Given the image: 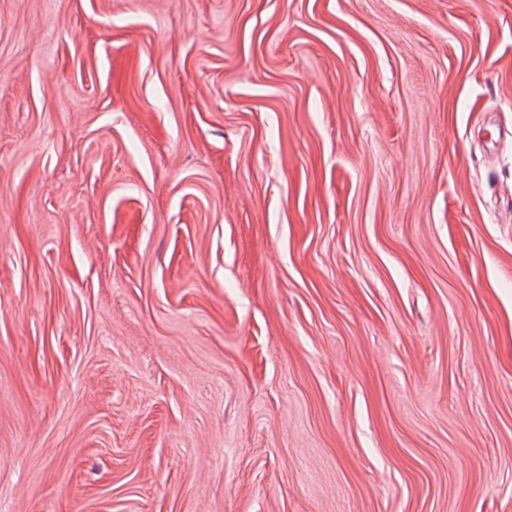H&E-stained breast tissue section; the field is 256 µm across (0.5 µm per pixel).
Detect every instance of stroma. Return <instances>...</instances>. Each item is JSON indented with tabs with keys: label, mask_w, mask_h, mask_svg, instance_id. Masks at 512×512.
I'll return each mask as SVG.
<instances>
[{
	"label": "stroma",
	"mask_w": 512,
	"mask_h": 512,
	"mask_svg": "<svg viewBox=\"0 0 512 512\" xmlns=\"http://www.w3.org/2000/svg\"><path fill=\"white\" fill-rule=\"evenodd\" d=\"M512 0H0V512H512Z\"/></svg>",
	"instance_id": "35a3bbf8"
}]
</instances>
